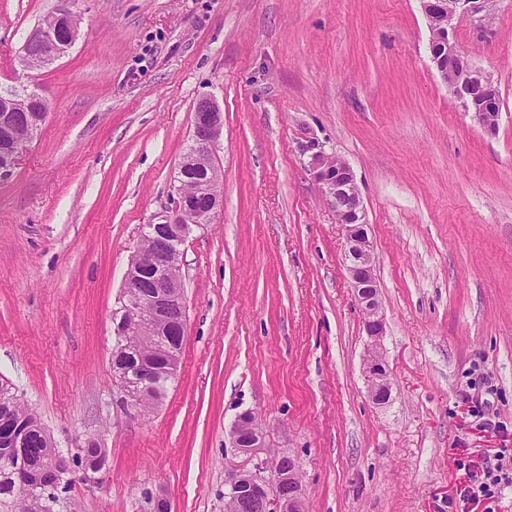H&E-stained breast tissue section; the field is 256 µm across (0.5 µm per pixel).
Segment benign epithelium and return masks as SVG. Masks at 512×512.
Instances as JSON below:
<instances>
[{
  "mask_svg": "<svg viewBox=\"0 0 512 512\" xmlns=\"http://www.w3.org/2000/svg\"><path fill=\"white\" fill-rule=\"evenodd\" d=\"M430 32V55L448 94L464 111L477 120L482 130L494 135L499 128L501 92L498 85L472 60L460 51L456 31L459 19L483 20L489 14L491 0H419ZM79 36V20L69 8V0H58L51 25H37L27 35L25 43L39 46L37 54L45 69L63 58ZM47 118L45 99L23 86L0 94V177L9 175L37 136ZM23 126L29 136L17 138V128ZM223 128L220 108L208 98L200 99L192 118L191 146L179 166L174 185L172 214L161 217L142 235L140 247L132 256L123 285L122 308L126 320L114 331L120 342L112 351L111 362L132 349V336L145 323L152 336H171L174 345L157 351L165 357L170 371L179 367L176 344L184 337L187 325V303L180 274L181 245L190 228L208 224L223 207L220 191L221 171L215 163V143ZM310 152L309 167L321 185L328 204L336 213L337 223L344 232V256L351 285L365 312L364 330L371 339L363 373L371 399L384 404L390 397V382L380 351L385 332L384 317L378 298L374 273L375 257L367 232L365 210L350 166L314 141L306 145ZM150 249L154 272L152 286L144 288L140 275V256ZM154 377L140 376V393L126 389V404L142 408L141 398L153 387ZM233 447L245 449L244 457L224 472L226 493L237 498L243 494H258L268 512H302L304 488L298 472L284 473L279 460L268 462L259 457L263 451L261 434L255 430V415L245 412L230 431ZM270 476H265V472ZM37 480L21 475L15 486L20 502L28 500Z\"/></svg>",
  "mask_w": 512,
  "mask_h": 512,
  "instance_id": "7a95c632",
  "label": "benign epithelium"
}]
</instances>
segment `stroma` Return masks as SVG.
Returning <instances> with one entry per match:
<instances>
[{
	"label": "stroma",
	"mask_w": 512,
	"mask_h": 512,
	"mask_svg": "<svg viewBox=\"0 0 512 512\" xmlns=\"http://www.w3.org/2000/svg\"><path fill=\"white\" fill-rule=\"evenodd\" d=\"M56 0H0V87L49 103L0 178V376L72 459L60 512H224L230 428L292 456L304 512H512L465 490L512 455V0L457 41L498 84L488 136L432 69L419 0H71L53 68L16 57ZM224 127V205L182 247L188 318L162 401L124 410L113 317L145 225L173 207L196 103ZM353 169L391 396L306 142ZM105 448L98 483L77 459Z\"/></svg>",
	"instance_id": "obj_1"
}]
</instances>
